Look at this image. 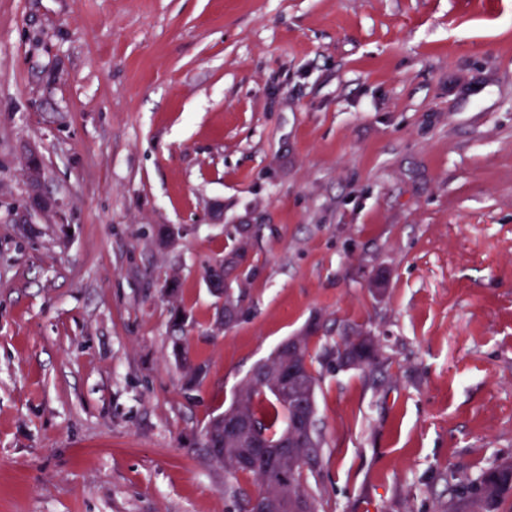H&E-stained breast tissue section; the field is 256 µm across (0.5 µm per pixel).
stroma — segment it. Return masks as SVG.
I'll return each mask as SVG.
<instances>
[{"label": "stroma", "instance_id": "1", "mask_svg": "<svg viewBox=\"0 0 512 512\" xmlns=\"http://www.w3.org/2000/svg\"><path fill=\"white\" fill-rule=\"evenodd\" d=\"M311 327L324 512L512 462V0H0V512H243L204 428ZM26 167L30 194L28 204L14 213L13 221L15 224H35L36 217L48 218L52 214H56L58 209L55 200L43 192L44 171L37 152L32 151L28 155ZM360 337L362 336L347 338L341 343H336L335 349H331V351L343 349L349 358L357 360L361 366H373L379 356V347L372 337L364 336L359 339Z\"/></svg>", "mask_w": 512, "mask_h": 512}]
</instances>
